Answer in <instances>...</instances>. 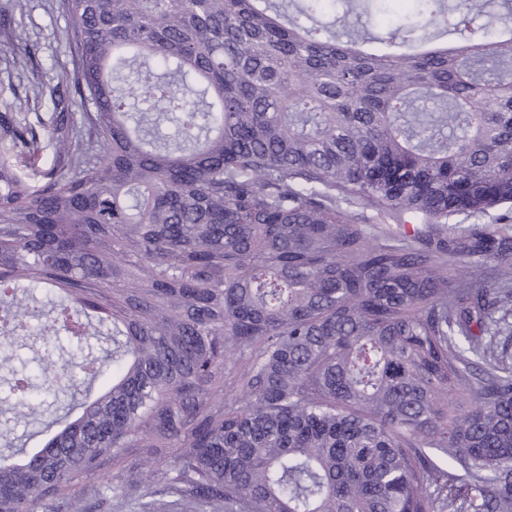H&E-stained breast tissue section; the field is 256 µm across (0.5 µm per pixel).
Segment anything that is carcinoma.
<instances>
[{"label":"carcinoma","mask_w":512,"mask_h":512,"mask_svg":"<svg viewBox=\"0 0 512 512\" xmlns=\"http://www.w3.org/2000/svg\"><path fill=\"white\" fill-rule=\"evenodd\" d=\"M61 0L75 64L52 164L0 112V329L112 337V380L30 454L0 512H512V0ZM456 39L435 42V32ZM88 109L82 126L67 109ZM397 224L378 235L356 208ZM487 263L491 278L475 274ZM47 358L7 400L34 413ZM434 448L438 455L429 454Z\"/></svg>","instance_id":"cac0c4a2"}]
</instances>
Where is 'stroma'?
<instances>
[{
	"instance_id": "obj_1",
	"label": "stroma",
	"mask_w": 512,
	"mask_h": 512,
	"mask_svg": "<svg viewBox=\"0 0 512 512\" xmlns=\"http://www.w3.org/2000/svg\"><path fill=\"white\" fill-rule=\"evenodd\" d=\"M69 24L59 0H25L22 16L16 17L15 46L0 49V112H24L29 121L50 126L56 118L58 83L73 67L72 56L62 35ZM34 54H25V47ZM43 349L38 337L26 345L0 338V391L7 389L10 368L38 373Z\"/></svg>"
}]
</instances>
